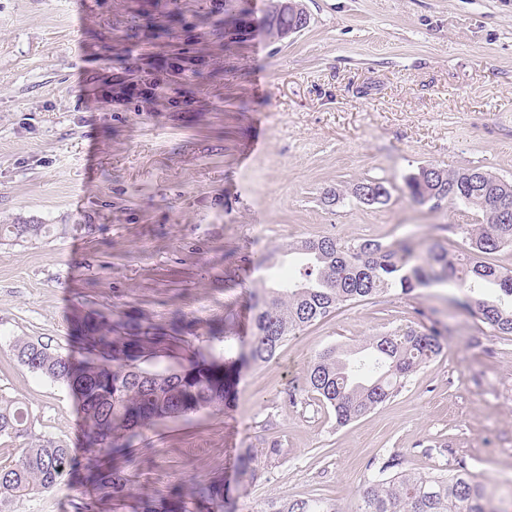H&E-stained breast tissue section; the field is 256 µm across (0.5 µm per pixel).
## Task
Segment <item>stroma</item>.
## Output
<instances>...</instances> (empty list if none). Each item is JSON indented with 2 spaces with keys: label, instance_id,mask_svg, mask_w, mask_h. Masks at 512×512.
I'll return each instance as SVG.
<instances>
[{
  "label": "stroma",
  "instance_id": "1",
  "mask_svg": "<svg viewBox=\"0 0 512 512\" xmlns=\"http://www.w3.org/2000/svg\"><path fill=\"white\" fill-rule=\"evenodd\" d=\"M310 21L280 37L273 0H0V224L49 236L0 240V395L24 402L39 436L72 448L74 473L14 512H77L88 454L70 390L20 365L13 343L77 351L76 312L173 313L251 334L252 295L292 245L435 242L464 250L473 210L414 201L421 167H479L512 182V0H300ZM158 83L153 100L130 83ZM264 145L244 148L256 135ZM384 182L386 204L348 189ZM92 225L85 233L84 225ZM434 284L349 304L242 369L230 404L145 430L134 482L99 512L220 477L227 512L277 498H329L352 512L381 458L429 472L465 467L512 512V335ZM410 326L444 349L390 401L340 427L305 385L323 348ZM280 461L237 469L247 448ZM50 232L48 224H0V239L13 238L14 240H27L38 238ZM282 452L283 449L278 448V444L275 443L268 445V448H260V450L248 449L240 455L238 460L240 476L249 483H258L262 480H266L268 478L266 472L254 465L258 453L265 458L275 459L281 456Z\"/></svg>",
  "mask_w": 512,
  "mask_h": 512
}]
</instances>
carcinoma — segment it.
I'll list each match as a JSON object with an SVG mask.
<instances>
[{
  "mask_svg": "<svg viewBox=\"0 0 512 512\" xmlns=\"http://www.w3.org/2000/svg\"><path fill=\"white\" fill-rule=\"evenodd\" d=\"M444 180L424 166L409 178L410 196L438 206L461 202L480 216L468 229L469 247L455 254L441 243L423 259L411 242L385 246L375 239L346 244L332 237L304 240L290 248L299 262L271 288L253 294L252 336L248 345L213 341L224 330L199 334L180 318L164 327L148 319L116 320L95 310L77 313L72 336L81 358L27 338L14 341L18 362L30 371L63 384L76 395L86 427L97 495L82 503V512H97L99 498L120 500L129 490L122 464L149 426L207 409L230 400L239 369L245 363L273 360L288 337L313 325L344 303L359 302L398 290L409 295L433 282H458L467 289L481 320L512 334V272L485 256L512 245V212L489 215L486 204L507 196L512 183L479 168L442 169ZM50 232L47 224H0V239L27 240ZM185 346L182 362L163 367L145 363ZM440 338L412 327L371 337L354 351L330 346L317 353L306 374L308 390L346 426L395 397L417 370L440 355ZM17 443L11 464L0 466V512H12L16 498L52 490L73 464L63 442L33 433L28 408L0 396V438ZM283 449L272 443L240 455V476L249 483L267 479L254 462L275 459ZM224 482L197 485L190 496L175 495L147 505L145 512H223ZM256 512H338L326 499H270ZM354 512H501L487 486L467 470L419 472L395 456L382 460L362 485Z\"/></svg>",
  "mask_w": 512,
  "mask_h": 512,
  "instance_id": "obj_1",
  "label": "carcinoma"
}]
</instances>
